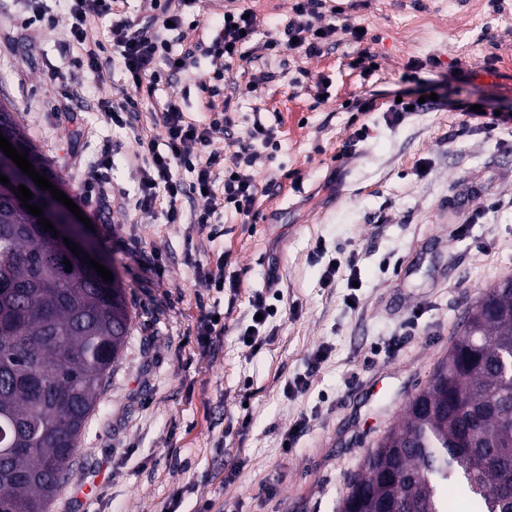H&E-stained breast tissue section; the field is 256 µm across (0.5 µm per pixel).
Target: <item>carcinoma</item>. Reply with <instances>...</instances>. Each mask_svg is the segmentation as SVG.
<instances>
[{
  "mask_svg": "<svg viewBox=\"0 0 512 512\" xmlns=\"http://www.w3.org/2000/svg\"><path fill=\"white\" fill-rule=\"evenodd\" d=\"M10 115L4 131L48 168ZM28 208L0 199V508L47 512L131 327L115 268L107 282L30 229ZM463 487L474 512H512V287L487 289L464 317L448 357L355 473L337 512H448Z\"/></svg>",
  "mask_w": 512,
  "mask_h": 512,
  "instance_id": "carcinoma-1",
  "label": "carcinoma"
}]
</instances>
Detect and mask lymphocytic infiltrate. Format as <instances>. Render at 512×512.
Wrapping results in <instances>:
<instances>
[{
  "label": "lymphocytic infiltrate",
  "mask_w": 512,
  "mask_h": 512,
  "mask_svg": "<svg viewBox=\"0 0 512 512\" xmlns=\"http://www.w3.org/2000/svg\"><path fill=\"white\" fill-rule=\"evenodd\" d=\"M70 34L74 42L85 49L86 68L90 73H101L102 68L94 50L87 44L92 37L93 20L102 14L112 17V52L119 64L129 73L135 86L155 91L165 74L180 72L193 62L192 52L173 53L169 43L155 31L154 21L135 27L122 8L123 0H70ZM326 0H295L294 16L288 22L284 38H270L263 48L272 54L294 53L312 56L335 38L338 27L326 21L323 10ZM227 19L212 32L209 40L198 41L197 49L211 57L216 77L229 73L234 62L251 60L252 36L255 18L244 9L234 7L226 12ZM164 148L153 141H141L139 172L141 194L134 203L136 211H161L166 223L181 222L183 213L179 202L186 193L205 195L208 205L192 217L198 227H206L222 204L232 205L245 222L256 220L254 200L256 185L250 173L260 159L255 142L270 143L275 138L273 127L255 122L245 141L239 142L229 155L211 150L212 127L235 125V114L230 106L215 111L211 126L187 121L176 95H168L160 108ZM226 164L228 178L222 180L223 191H216L219 181L214 168ZM189 167L195 174L192 185H184L174 176L177 166Z\"/></svg>",
  "instance_id": "obj_1"
}]
</instances>
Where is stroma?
Here are the masks:
<instances>
[{
    "instance_id": "35a3bbf8",
    "label": "stroma",
    "mask_w": 512,
    "mask_h": 512,
    "mask_svg": "<svg viewBox=\"0 0 512 512\" xmlns=\"http://www.w3.org/2000/svg\"><path fill=\"white\" fill-rule=\"evenodd\" d=\"M500 1L496 10L493 0H332L343 26L334 43L270 56L261 46L283 37L294 0H246L257 50L215 83L234 102L233 137L246 139L258 120L274 127L277 146L261 149L253 169L258 221L220 211L202 231L132 202L135 137L163 145L157 108L167 95L189 121L208 123L199 85L212 80L210 57L196 51L193 66L151 94L120 66L99 78L81 68L67 0H49L46 20L0 0V99L90 220L132 314L70 476L96 491L59 492L49 512H163L177 489V512L207 502L212 512H336L371 448L447 356L468 308L512 278V124L485 133L460 111L512 113V0ZM224 5L195 0L164 39L174 52L194 49ZM406 88L457 107L390 124L385 111ZM365 97L374 110L358 111ZM128 98L138 103L133 125L98 108ZM363 127L367 138L355 140ZM230 138L213 132V149L229 151ZM105 152L112 194L84 198ZM219 262L229 287L201 290L198 268ZM258 294L273 308L261 326L250 306ZM200 297L224 314L223 335L208 344L197 334ZM253 328L255 348L243 341ZM299 376L308 387L291 392Z\"/></svg>"
}]
</instances>
